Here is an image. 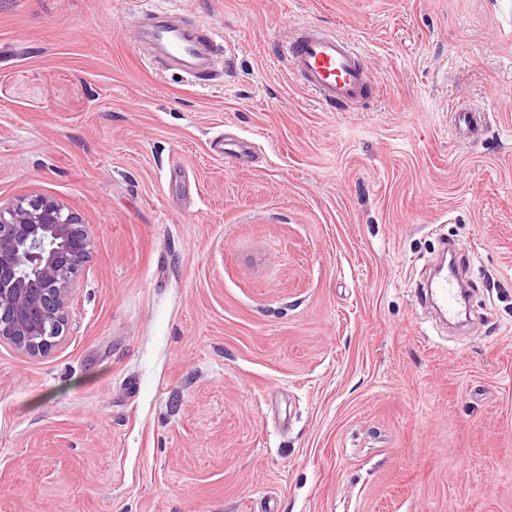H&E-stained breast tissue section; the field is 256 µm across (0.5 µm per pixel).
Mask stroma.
I'll return each mask as SVG.
<instances>
[{"label": "stroma", "mask_w": 512, "mask_h": 512, "mask_svg": "<svg viewBox=\"0 0 512 512\" xmlns=\"http://www.w3.org/2000/svg\"><path fill=\"white\" fill-rule=\"evenodd\" d=\"M304 24L362 107L292 73ZM39 193L93 245L61 342L0 344V512H512V0H0V201ZM446 245L465 335L422 312ZM152 38L166 50L167 55L164 57L173 63L196 57L199 54L201 38L206 40L211 48L209 38L192 36L186 27L175 23L154 26ZM287 61L301 83L323 103L352 108L366 97L370 75L351 43L314 26L295 31Z\"/></svg>", "instance_id": "stroma-1"}]
</instances>
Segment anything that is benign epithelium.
I'll return each mask as SVG.
<instances>
[{
    "mask_svg": "<svg viewBox=\"0 0 512 512\" xmlns=\"http://www.w3.org/2000/svg\"><path fill=\"white\" fill-rule=\"evenodd\" d=\"M90 250L77 214L54 197L0 203V342L31 357L51 350Z\"/></svg>",
    "mask_w": 512,
    "mask_h": 512,
    "instance_id": "benign-epithelium-1",
    "label": "benign epithelium"
}]
</instances>
